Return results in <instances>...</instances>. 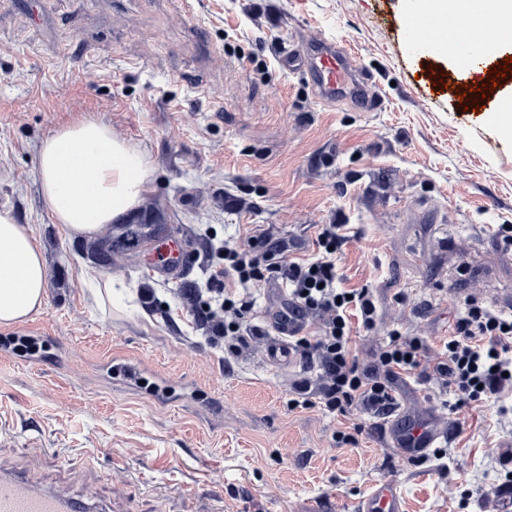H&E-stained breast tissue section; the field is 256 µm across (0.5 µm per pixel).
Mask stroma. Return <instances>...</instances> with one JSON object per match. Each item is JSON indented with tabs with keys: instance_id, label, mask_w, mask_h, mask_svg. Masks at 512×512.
<instances>
[{
	"instance_id": "35a3bbf8",
	"label": "stroma",
	"mask_w": 512,
	"mask_h": 512,
	"mask_svg": "<svg viewBox=\"0 0 512 512\" xmlns=\"http://www.w3.org/2000/svg\"><path fill=\"white\" fill-rule=\"evenodd\" d=\"M406 0H0V211L30 225L47 264L41 311L3 327L45 336L37 363L0 353V461L103 512H355L377 482L405 512H500L512 496V402L458 404L434 372L470 298L512 315V139L485 113L512 97V70L486 97L464 94L454 61L410 56ZM352 48L381 106L324 105L309 76L280 65L299 37ZM445 86L424 98L417 78ZM90 116L146 153L162 235L183 240L176 277L149 275L147 250L94 264L55 223L37 148ZM341 222L343 287L377 298L352 329L359 364L391 331L423 340L392 410L291 407L310 372L270 360L281 290H262L241 355L209 342L177 294L204 287L209 244L262 229L310 253ZM111 295H104V286ZM151 297H144V289ZM426 415L445 437L403 456L387 429Z\"/></svg>"
}]
</instances>
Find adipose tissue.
<instances>
[{"instance_id":"adipose-tissue-1","label":"adipose tissue","mask_w":512,"mask_h":512,"mask_svg":"<svg viewBox=\"0 0 512 512\" xmlns=\"http://www.w3.org/2000/svg\"><path fill=\"white\" fill-rule=\"evenodd\" d=\"M38 173L56 222L91 238L141 205L151 168L146 154L117 136L111 125L76 118L41 141ZM46 284L45 259L30 226L0 211V325L38 312Z\"/></svg>"}]
</instances>
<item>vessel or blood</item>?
<instances>
[{"mask_svg": "<svg viewBox=\"0 0 512 512\" xmlns=\"http://www.w3.org/2000/svg\"><path fill=\"white\" fill-rule=\"evenodd\" d=\"M486 19L476 12L471 0H458V9L447 19L437 20L424 13L409 14L402 24V38L412 52L423 59L444 55L456 48L458 74L478 79L490 72L492 62L477 47L488 37ZM289 69L307 68L317 97L324 103L347 100L376 109L379 98L372 77L356 71L354 58L346 48L325 35L302 42L301 49L281 58ZM183 248L175 243L157 246L149 259L150 272L174 274L183 266ZM441 432L429 424H415L393 431L394 442L409 458L427 453ZM0 512H92L85 503L45 487L32 471L16 472L0 468ZM357 512H404L403 498L393 483L382 481L359 502Z\"/></svg>", "mask_w": 512, "mask_h": 512, "instance_id": "1", "label": "vessel or blood"}]
</instances>
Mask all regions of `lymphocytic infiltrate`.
Returning <instances> with one entry per match:
<instances>
[{
  "mask_svg": "<svg viewBox=\"0 0 512 512\" xmlns=\"http://www.w3.org/2000/svg\"><path fill=\"white\" fill-rule=\"evenodd\" d=\"M345 240L342 225H318L314 255L296 259L289 245L263 231L241 242L226 238L217 249L222 262L196 291L192 311L206 338L235 355L246 344L257 289L272 280L282 282L288 291L287 317L297 325L294 348L317 370L298 388L302 404L317 399L332 412L359 408L385 413L395 402L393 378L420 367L423 344L394 331L370 366L359 365L352 353L351 324L373 328L376 304L370 289L350 291L339 285L337 251ZM311 323L316 335H302L301 327ZM443 356L436 371L443 388L460 400L512 396L511 315L469 302Z\"/></svg>",
  "mask_w": 512,
  "mask_h": 512,
  "instance_id": "1",
  "label": "lymphocytic infiltrate"
}]
</instances>
